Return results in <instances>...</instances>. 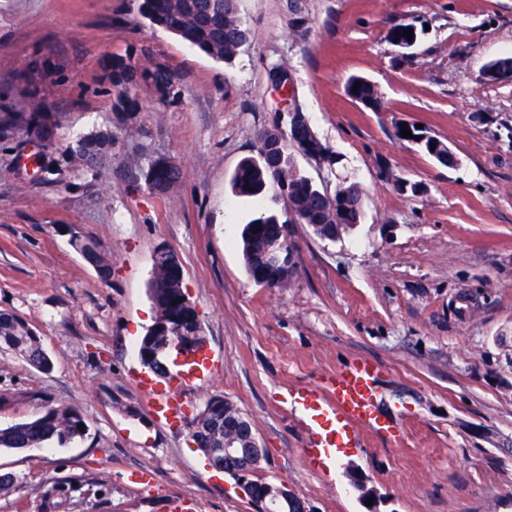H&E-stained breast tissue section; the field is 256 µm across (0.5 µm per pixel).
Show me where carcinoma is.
<instances>
[{
	"mask_svg": "<svg viewBox=\"0 0 512 512\" xmlns=\"http://www.w3.org/2000/svg\"><path fill=\"white\" fill-rule=\"evenodd\" d=\"M136 6L138 14L151 27L173 34L215 61L232 63L250 40V29L239 13L238 4L232 0H136ZM104 72L114 98V108L126 119L140 110L143 90L148 89L161 99L175 94L176 76L168 66L159 62L141 65L132 52L106 58ZM357 81L360 86L354 92L352 88ZM347 94L368 108L378 105L376 87L364 77H351ZM57 129L56 116L41 112L37 107L31 112L9 109L0 112V137L22 132L50 143ZM288 143L309 159L312 158L311 150L329 153L318 138L310 140L307 147L293 133ZM111 147L112 132L95 130L75 139L68 152L80 171L93 172L104 164ZM141 171L147 187L159 195L165 194L181 177L179 166L170 167L161 158L150 160ZM230 186L237 196L262 200L270 194L284 206L283 215L264 212L242 229L244 265L253 280L258 277L257 252L273 238L279 225L289 223L292 217L303 219L305 224L317 225L315 235L328 241L334 240L336 225L344 224L349 230L362 219L357 184H342L336 188V192L345 197L344 207H336V200L297 168L285 147L280 154L271 156L259 152L244 158L233 172ZM256 226L260 230H254ZM73 247L95 269L100 279H110L112 260L98 249L97 244L77 237ZM180 271V262H170L164 254L153 257L149 292L154 317L139 348L147 355L142 363L160 376L166 374L163 365L169 360L166 337L180 330L189 336L201 332L195 308L186 303ZM0 349L13 352L39 371L47 372L53 368L52 359L35 328L18 314L0 312ZM84 423L86 420L78 408L47 401L32 419L0 428V450L44 448L50 443L65 446L84 438L87 431L78 429V425ZM192 424L200 429L216 424L218 437L224 435V415L217 416L206 408L194 417ZM24 488L23 478L13 473L0 475V496L18 494Z\"/></svg>",
	"mask_w": 512,
	"mask_h": 512,
	"instance_id": "carcinoma-1",
	"label": "carcinoma"
}]
</instances>
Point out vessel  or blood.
Here are the masks:
<instances>
[{
    "label": "vessel or blood",
    "mask_w": 512,
    "mask_h": 512,
    "mask_svg": "<svg viewBox=\"0 0 512 512\" xmlns=\"http://www.w3.org/2000/svg\"><path fill=\"white\" fill-rule=\"evenodd\" d=\"M377 367L361 360L330 374L319 389H296L290 400L305 415L312 431V448H346L360 429L380 436H392L394 427L380 412L376 388ZM142 387L157 419L167 424L182 421L185 404L172 388H161L151 380Z\"/></svg>",
    "instance_id": "vessel-or-blood-1"
}]
</instances>
